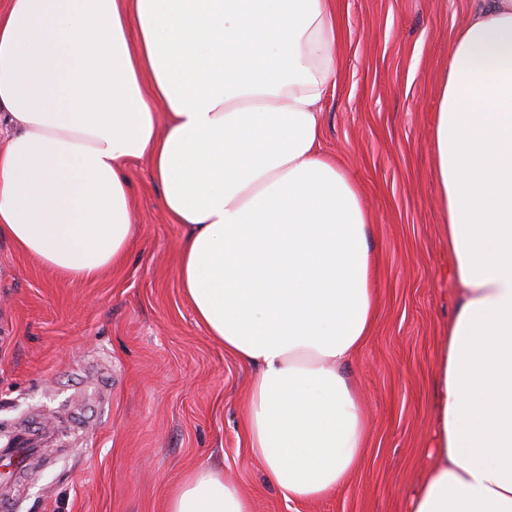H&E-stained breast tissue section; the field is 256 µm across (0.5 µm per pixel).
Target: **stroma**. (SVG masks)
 Listing matches in <instances>:
<instances>
[{
	"mask_svg": "<svg viewBox=\"0 0 512 512\" xmlns=\"http://www.w3.org/2000/svg\"><path fill=\"white\" fill-rule=\"evenodd\" d=\"M339 82L322 146L370 212L372 333L347 371L365 454L318 501L264 485L245 430L250 369L199 326L178 278L180 225L149 158L127 166L138 237L126 260L67 282L0 240V425L91 420L15 485L17 512H165L182 478L224 475L253 512H405L430 464L438 345L454 304L430 172L450 37L476 0H335Z\"/></svg>",
	"mask_w": 512,
	"mask_h": 512,
	"instance_id": "35a3bbf8",
	"label": "stroma"
}]
</instances>
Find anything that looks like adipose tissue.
I'll list each match as a JSON object with an SVG mask.
<instances>
[{"label":"adipose tissue","instance_id":"obj_1","mask_svg":"<svg viewBox=\"0 0 512 512\" xmlns=\"http://www.w3.org/2000/svg\"><path fill=\"white\" fill-rule=\"evenodd\" d=\"M333 0H9L0 13V239L70 281L137 231L149 156L184 230L197 323L252 366L246 432L289 499L347 482L367 429L343 370L375 317L370 222L320 150L339 78ZM152 97H144L143 84ZM431 171L455 303L438 353L432 465L407 512H512V0L450 38ZM166 512H252L189 473Z\"/></svg>","mask_w":512,"mask_h":512}]
</instances>
